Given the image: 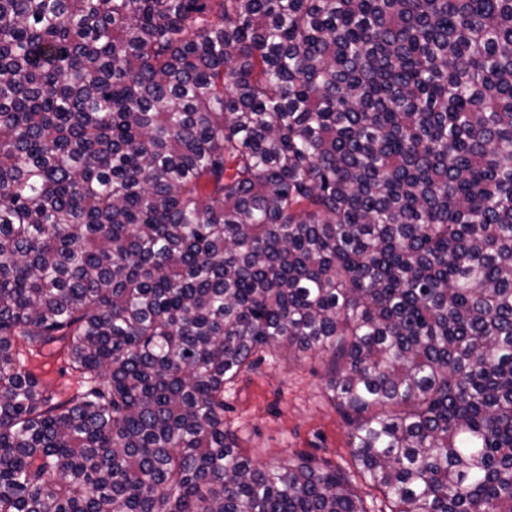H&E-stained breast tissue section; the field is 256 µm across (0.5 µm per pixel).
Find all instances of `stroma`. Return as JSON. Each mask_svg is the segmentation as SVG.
Returning a JSON list of instances; mask_svg holds the SVG:
<instances>
[{"instance_id": "obj_1", "label": "stroma", "mask_w": 512, "mask_h": 512, "mask_svg": "<svg viewBox=\"0 0 512 512\" xmlns=\"http://www.w3.org/2000/svg\"><path fill=\"white\" fill-rule=\"evenodd\" d=\"M224 425L240 448L264 464L307 458L350 472L354 490L370 502L378 491L354 474L350 427L327 386V356L317 352L262 354L224 392Z\"/></svg>"}]
</instances>
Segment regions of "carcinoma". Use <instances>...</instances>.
I'll return each mask as SVG.
<instances>
[{
	"label": "carcinoma",
	"mask_w": 512,
	"mask_h": 512,
	"mask_svg": "<svg viewBox=\"0 0 512 512\" xmlns=\"http://www.w3.org/2000/svg\"><path fill=\"white\" fill-rule=\"evenodd\" d=\"M275 350L388 512H512V0H0V512H367L224 428ZM58 355L54 357H37L30 362V368L40 374L44 380L51 384V389L62 391L74 387V379L69 374V370H65L66 365L63 357Z\"/></svg>",
	"instance_id": "obj_1"
}]
</instances>
